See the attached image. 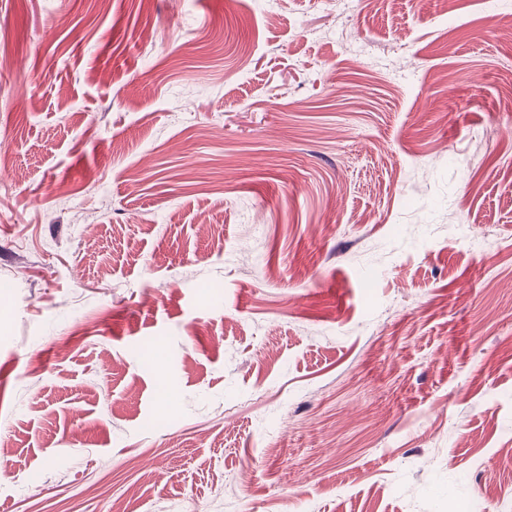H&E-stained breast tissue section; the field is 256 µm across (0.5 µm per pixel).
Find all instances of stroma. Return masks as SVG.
<instances>
[{
	"label": "stroma",
	"instance_id": "obj_1",
	"mask_svg": "<svg viewBox=\"0 0 512 512\" xmlns=\"http://www.w3.org/2000/svg\"><path fill=\"white\" fill-rule=\"evenodd\" d=\"M511 31L0 0V512H512Z\"/></svg>",
	"mask_w": 512,
	"mask_h": 512
}]
</instances>
